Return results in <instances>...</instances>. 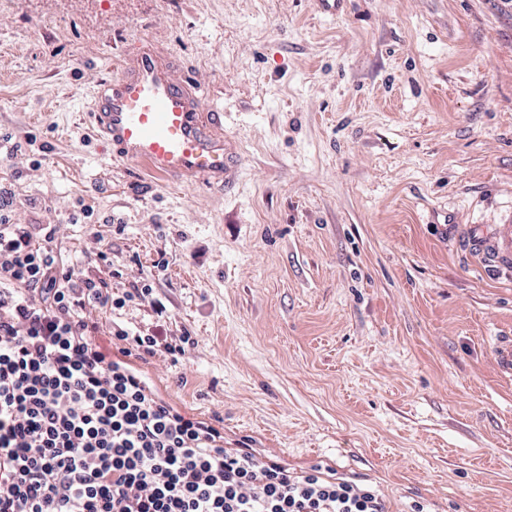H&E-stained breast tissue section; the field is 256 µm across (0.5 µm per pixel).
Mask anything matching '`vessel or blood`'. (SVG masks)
I'll return each mask as SVG.
<instances>
[{
  "mask_svg": "<svg viewBox=\"0 0 512 512\" xmlns=\"http://www.w3.org/2000/svg\"><path fill=\"white\" fill-rule=\"evenodd\" d=\"M223 113H201L195 87L151 48L126 60L118 77L101 82L90 121L114 158L152 174L223 184L239 158L215 127Z\"/></svg>",
  "mask_w": 512,
  "mask_h": 512,
  "instance_id": "vessel-or-blood-1",
  "label": "vessel or blood"
}]
</instances>
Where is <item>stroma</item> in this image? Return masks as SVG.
<instances>
[{
    "label": "stroma",
    "instance_id": "stroma-1",
    "mask_svg": "<svg viewBox=\"0 0 512 512\" xmlns=\"http://www.w3.org/2000/svg\"><path fill=\"white\" fill-rule=\"evenodd\" d=\"M224 114L240 166L182 183L83 120L141 46ZM0 186L63 262L164 306L87 309L196 340L145 371L288 467L388 512H512V6L504 0H20L0 12ZM106 253L108 263L96 262Z\"/></svg>",
    "mask_w": 512,
    "mask_h": 512
}]
</instances>
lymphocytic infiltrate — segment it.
<instances>
[{
    "instance_id": "lymphocytic-infiltrate-1",
    "label": "lymphocytic infiltrate",
    "mask_w": 512,
    "mask_h": 512,
    "mask_svg": "<svg viewBox=\"0 0 512 512\" xmlns=\"http://www.w3.org/2000/svg\"><path fill=\"white\" fill-rule=\"evenodd\" d=\"M11 206L1 187L0 512H386L373 486L225 446L166 400L142 365L183 355L189 334L116 326L107 355L86 308L150 304L152 288L81 277Z\"/></svg>"
}]
</instances>
